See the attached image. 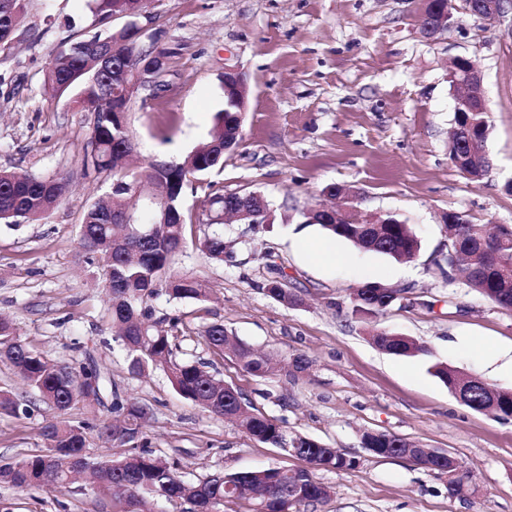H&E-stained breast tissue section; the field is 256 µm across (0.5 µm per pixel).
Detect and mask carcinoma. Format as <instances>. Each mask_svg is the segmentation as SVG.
<instances>
[{
    "mask_svg": "<svg viewBox=\"0 0 512 512\" xmlns=\"http://www.w3.org/2000/svg\"><path fill=\"white\" fill-rule=\"evenodd\" d=\"M92 9L107 19L116 13L127 16L144 7L143 0H89ZM22 9V0H0V46L13 43ZM98 46L112 58L126 64H144L155 52L170 56L144 42L131 28L107 30L81 39L62 49L49 65L44 79L56 95L72 93L84 111L92 114L90 137L86 144L84 172L105 174L109 193L104 201L90 204L79 227V246L103 261V283L107 311L112 323L113 342L127 362L128 372L140 376L150 368L162 369L176 392L208 412L237 422L252 439L284 454L297 450L295 459L303 467L286 465L271 469L210 475L197 480L185 478L177 461L146 450L145 427L152 412L139 402L119 399L112 381L94 366L75 371L69 364L47 358L33 350L16 334L13 323L0 318V362L18 370L36 393L38 402L53 416L42 426L44 447L36 454L19 458H0V483L31 489L52 484L67 489L81 478L97 494L107 496L117 509L146 500L172 502L181 512H300L317 507L332 493L320 482L315 471H347L355 464L346 462L336 448L303 435H288L282 422L258 411L233 386L192 361H179L180 336L174 333L177 322L162 330L150 321L149 301L165 293L171 299L201 300L207 290L195 279L174 269L177 256L186 244V215L182 207L185 190L193 182L224 165V119L235 114L236 102L224 99L208 139L177 160H147L138 168L129 164V149L137 144L129 113L112 111L116 85L112 73L99 71L89 48ZM490 161L478 145L468 161L473 180L484 178ZM68 182L58 176H18L0 171V223L9 226L33 222L51 212L65 197ZM321 228L335 238L354 246L387 255L395 260L412 259L420 250V239L408 224H379L371 240L356 236L351 224H323ZM460 252L448 254V269L462 272L466 287L480 293L496 306L512 310V228L505 225H457ZM200 249L211 259L224 262L232 258L224 233L214 230L199 240ZM283 274L268 279L266 294L292 305L294 295L282 283ZM370 297L364 318L390 308L383 295L366 289ZM371 342L395 356H414L426 352L424 346L407 336L385 330L369 331ZM201 338L216 356L229 354L247 373L264 377L277 372V364L266 354L231 336L224 324L207 325ZM430 372L444 384L465 383L468 407L477 411L498 387L479 378L466 381L464 373L443 363ZM96 406L103 416L89 422L74 420L72 412ZM36 404L0 390V414L28 417ZM495 417L512 418V391L502 392L495 406ZM98 438L108 448H121L93 456L88 451ZM378 457H403L413 454L416 442L394 434L379 432L368 440ZM460 469L459 461L444 451L430 459L427 470L442 475Z\"/></svg>",
    "mask_w": 512,
    "mask_h": 512,
    "instance_id": "carcinoma-1",
    "label": "carcinoma"
}]
</instances>
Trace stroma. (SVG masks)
I'll return each mask as SVG.
<instances>
[{"mask_svg":"<svg viewBox=\"0 0 512 512\" xmlns=\"http://www.w3.org/2000/svg\"><path fill=\"white\" fill-rule=\"evenodd\" d=\"M425 0H156L139 24L171 50L158 97L129 114L142 157L176 159L203 142L224 108L225 70L247 86L242 142L223 169L187 193L194 218L176 271L209 291L201 302L151 300L153 320H179L186 358L237 388L289 433L317 439L358 458L350 471H318L331 498L313 512H512V419L463 404L429 368L443 363L512 390L502 365L512 357V311L461 281H448L452 211L475 224L512 227V16L487 23L468 13L435 38L421 29ZM99 21L87 0H23L12 45L0 49V170L61 175L69 190L42 220L0 224V315L22 340L50 359L78 368L93 356L121 397L148 404L149 449L178 459L188 479L283 465L276 448L182 398L162 370L131 376L123 357L103 343L111 335L100 263L78 244L87 204L108 184L83 174L90 113L72 96L56 97L44 73L72 41L120 28ZM470 58L482 74L491 170L473 182L451 163L456 89L451 61ZM356 191L354 208L391 214L421 240L405 262L339 239L345 263L327 266L303 245L325 232L306 212L325 203L327 185ZM257 191L274 204L258 229L226 225L234 258L210 260L197 247L209 197ZM299 302L286 306L263 285L273 269ZM404 287L402 302L362 322L352 313L356 288ZM212 323L242 342L289 358L306 354L310 369L267 377L218 357L199 334ZM408 336L427 354L396 357L376 348L369 327ZM44 408L29 418L0 416V457L41 450ZM384 431L451 453L477 486L448 495L447 477L408 458L380 459L360 437ZM13 512H115L93 492L0 488Z\"/></svg>","mask_w":512,"mask_h":512,"instance_id":"1","label":"stroma"}]
</instances>
